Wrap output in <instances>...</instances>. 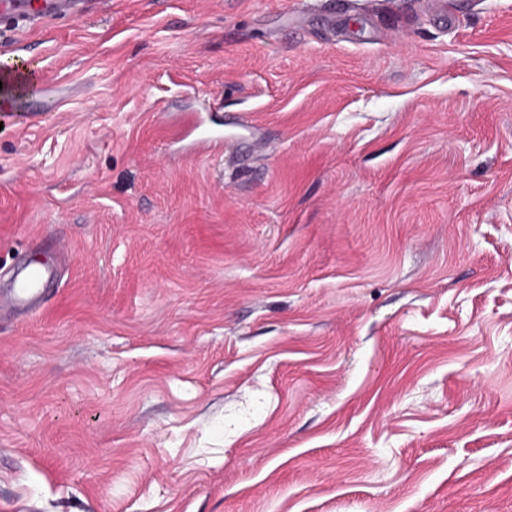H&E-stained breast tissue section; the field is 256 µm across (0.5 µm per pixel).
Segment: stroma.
Wrapping results in <instances>:
<instances>
[{
    "mask_svg": "<svg viewBox=\"0 0 512 512\" xmlns=\"http://www.w3.org/2000/svg\"><path fill=\"white\" fill-rule=\"evenodd\" d=\"M20 56L0 512H512V0H101ZM44 277L45 273H43L42 267L29 271L26 278L18 284L11 295L10 305L17 309H29L33 298L42 290L39 287Z\"/></svg>",
    "mask_w": 512,
    "mask_h": 512,
    "instance_id": "1",
    "label": "stroma"
}]
</instances>
